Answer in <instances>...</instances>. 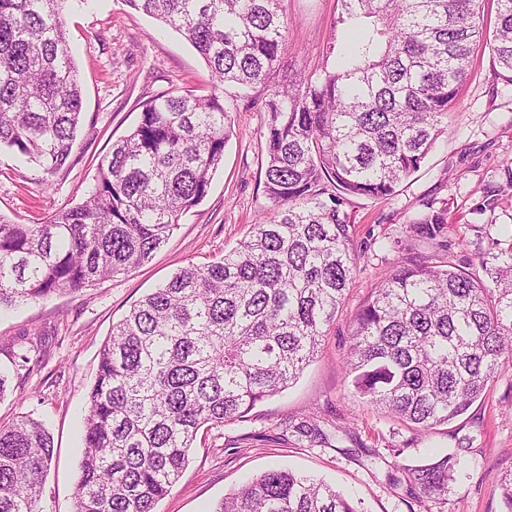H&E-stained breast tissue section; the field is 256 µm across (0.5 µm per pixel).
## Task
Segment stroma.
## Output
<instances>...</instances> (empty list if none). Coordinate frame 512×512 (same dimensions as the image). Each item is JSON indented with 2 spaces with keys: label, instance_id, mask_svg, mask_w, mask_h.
I'll list each match as a JSON object with an SVG mask.
<instances>
[{
  "label": "stroma",
  "instance_id": "obj_1",
  "mask_svg": "<svg viewBox=\"0 0 512 512\" xmlns=\"http://www.w3.org/2000/svg\"><path fill=\"white\" fill-rule=\"evenodd\" d=\"M339 13L338 0H287L286 74L322 66L327 45L341 33ZM64 19L82 83L80 129L68 169L54 176L24 157L0 152V216L10 221L38 224L88 197L113 142L138 123L154 96L210 91V71L195 48L125 0H68ZM224 101L232 130L224 165L202 203L151 261L83 292L0 312V369L10 374L0 423L28 414L53 436L43 512H73L87 393L113 324L181 267L207 264L237 246L271 208L263 191L261 103L252 93ZM429 207L448 218L433 239L418 236L412 226ZM348 212L360 258L343 312L328 328L316 360L246 421L202 434L157 512H213L249 477L273 467L335 485L360 512H506L500 484L512 472V366L463 415L424 431L351 397L342 368L351 317L396 259L443 256L488 283L512 253V82L498 75L487 49H476L448 114V131L420 170L392 196L354 199ZM307 416L329 435L328 446L312 447L289 434ZM228 442L237 443L235 454L225 453ZM447 453L458 465L446 500L407 508L408 467Z\"/></svg>",
  "mask_w": 512,
  "mask_h": 512
}]
</instances>
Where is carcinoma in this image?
<instances>
[{
  "label": "carcinoma",
  "instance_id": "1",
  "mask_svg": "<svg viewBox=\"0 0 512 512\" xmlns=\"http://www.w3.org/2000/svg\"><path fill=\"white\" fill-rule=\"evenodd\" d=\"M67 0H0V150L53 175L69 165L83 99ZM205 59L211 91L167 93L112 144L83 202L41 224L0 218V309L149 262L207 196L231 135L224 86L258 88L273 213L207 265H189L112 326L84 418L75 512H157L203 428L242 421L313 362L359 255L352 199L386 198L448 130L473 50L512 82V0L492 36L479 0H339L345 62L278 78L286 0H125ZM428 238L443 211L414 220ZM512 362V276L489 286L445 258H403L352 318L351 393L432 429L461 416ZM291 433L329 436L311 420ZM53 438L28 415L0 426V512H42ZM456 460L408 469L409 499L448 496ZM214 512H359L336 487L269 469Z\"/></svg>",
  "mask_w": 512,
  "mask_h": 512
}]
</instances>
